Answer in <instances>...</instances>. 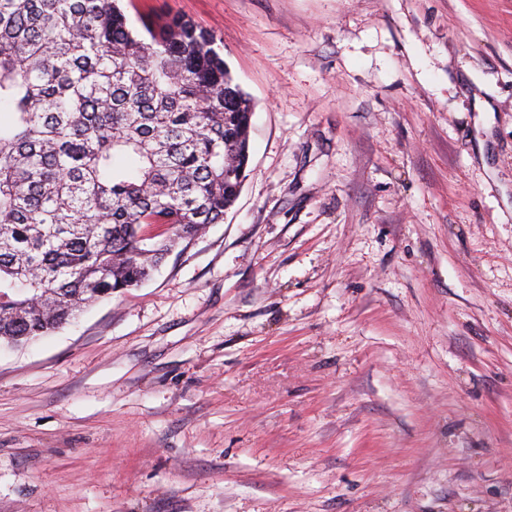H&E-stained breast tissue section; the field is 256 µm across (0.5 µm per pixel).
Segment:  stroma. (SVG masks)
<instances>
[{
    "mask_svg": "<svg viewBox=\"0 0 512 512\" xmlns=\"http://www.w3.org/2000/svg\"><path fill=\"white\" fill-rule=\"evenodd\" d=\"M254 105L223 223L0 346V512H512V0H133Z\"/></svg>",
    "mask_w": 512,
    "mask_h": 512,
    "instance_id": "35a3bbf8",
    "label": "stroma"
}]
</instances>
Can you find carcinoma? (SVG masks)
<instances>
[{
  "mask_svg": "<svg viewBox=\"0 0 512 512\" xmlns=\"http://www.w3.org/2000/svg\"><path fill=\"white\" fill-rule=\"evenodd\" d=\"M140 24L118 0H0V343L139 286L239 197L250 98L192 22Z\"/></svg>",
  "mask_w": 512,
  "mask_h": 512,
  "instance_id": "obj_1",
  "label": "carcinoma"
}]
</instances>
